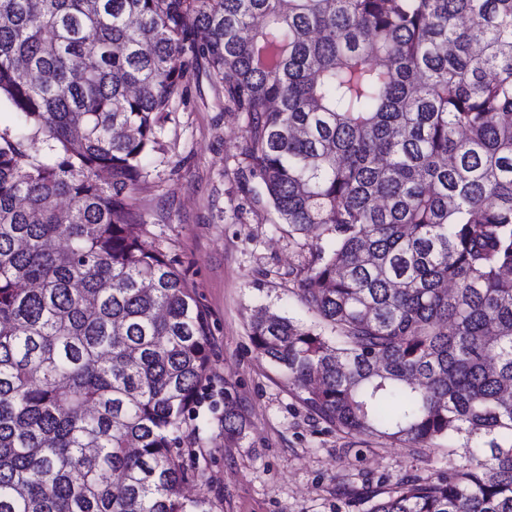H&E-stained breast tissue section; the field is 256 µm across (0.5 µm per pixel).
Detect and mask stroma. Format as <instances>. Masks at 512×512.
<instances>
[{
    "mask_svg": "<svg viewBox=\"0 0 512 512\" xmlns=\"http://www.w3.org/2000/svg\"><path fill=\"white\" fill-rule=\"evenodd\" d=\"M171 106L152 161L133 192L144 239L175 260L209 314L212 390L184 426L198 445L183 488L212 512H369L345 487H392L464 463L456 443L424 455L381 438L349 435L316 417L287 374L254 348L251 314L266 305L301 316L295 296L312 260L315 231L296 233L237 174L244 121L224 108V91L194 64ZM249 422L225 441L218 418L225 395Z\"/></svg>",
    "mask_w": 512,
    "mask_h": 512,
    "instance_id": "1",
    "label": "stroma"
}]
</instances>
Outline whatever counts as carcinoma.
<instances>
[{
    "instance_id": "obj_1",
    "label": "carcinoma",
    "mask_w": 512,
    "mask_h": 512,
    "mask_svg": "<svg viewBox=\"0 0 512 512\" xmlns=\"http://www.w3.org/2000/svg\"><path fill=\"white\" fill-rule=\"evenodd\" d=\"M242 175L321 229L256 350L351 435L467 463L370 512H512V0H0V512H211L182 431L210 323L130 199L189 66ZM228 442L247 420L224 395Z\"/></svg>"
}]
</instances>
